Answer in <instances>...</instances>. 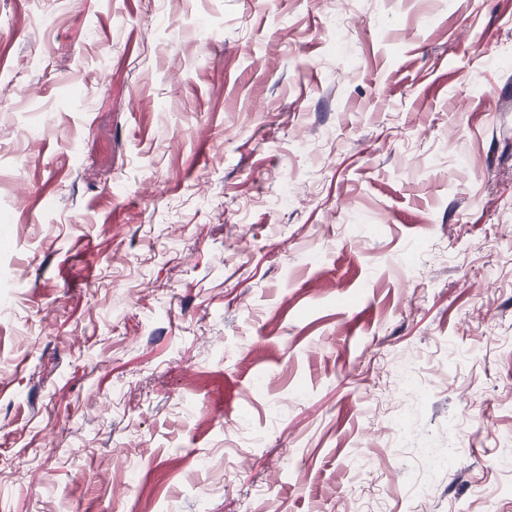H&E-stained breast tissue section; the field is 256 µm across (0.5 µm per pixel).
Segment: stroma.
<instances>
[{"label":"stroma","instance_id":"35a3bbf8","mask_svg":"<svg viewBox=\"0 0 512 512\" xmlns=\"http://www.w3.org/2000/svg\"><path fill=\"white\" fill-rule=\"evenodd\" d=\"M512 0H0V512H512Z\"/></svg>","mask_w":512,"mask_h":512}]
</instances>
